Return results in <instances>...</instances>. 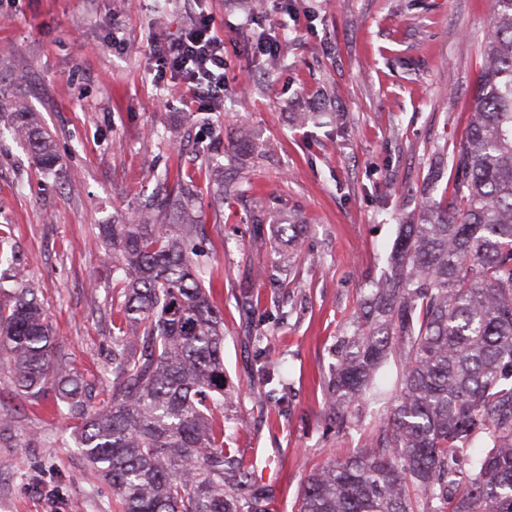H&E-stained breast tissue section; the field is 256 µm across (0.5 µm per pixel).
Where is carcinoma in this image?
Wrapping results in <instances>:
<instances>
[{"label":"carcinoma","mask_w":512,"mask_h":512,"mask_svg":"<svg viewBox=\"0 0 512 512\" xmlns=\"http://www.w3.org/2000/svg\"><path fill=\"white\" fill-rule=\"evenodd\" d=\"M498 3L472 121L449 157L458 199L399 225L387 273L335 346L328 420L354 426L373 401L388 412L366 447L308 475L297 512H512V0ZM11 129L42 173L60 176L34 113H11ZM211 168L221 207L240 186ZM252 223L257 240L268 223L290 247L302 231L281 213ZM101 231L123 297L108 405L89 407L21 284L0 304V357L21 389L52 390L82 420L80 454L118 512H268L269 490L224 448V318L204 285L208 229L189 190L178 180ZM391 358L399 375L383 391Z\"/></svg>","instance_id":"cac0c4a2"}]
</instances>
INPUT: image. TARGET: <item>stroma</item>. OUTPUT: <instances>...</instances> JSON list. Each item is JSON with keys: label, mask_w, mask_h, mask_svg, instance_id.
I'll return each mask as SVG.
<instances>
[{"label": "stroma", "mask_w": 512, "mask_h": 512, "mask_svg": "<svg viewBox=\"0 0 512 512\" xmlns=\"http://www.w3.org/2000/svg\"><path fill=\"white\" fill-rule=\"evenodd\" d=\"M224 40L220 108L197 111L182 81L153 77L150 43L192 15L185 0H0V270L35 288L56 356L93 389L112 385V269L98 227L186 176L208 228L205 285L224 315V441L294 512L311 468L362 447L380 419L326 418L323 381L341 330L388 265L399 221L451 191L431 164L464 137L497 0H205ZM285 47L249 50L260 33ZM23 103L53 136L63 179L44 175L9 127ZM252 151L236 145L239 128ZM240 197L215 209L206 148ZM281 212L302 234L282 262L252 218ZM287 323L275 321L278 310ZM262 344H255L256 334ZM285 377L284 401L266 399ZM79 419L53 392L28 394L0 364V512H116L76 446Z\"/></svg>", "instance_id": "1"}]
</instances>
